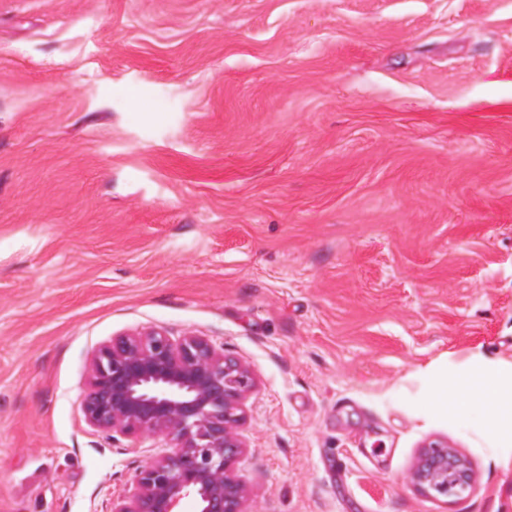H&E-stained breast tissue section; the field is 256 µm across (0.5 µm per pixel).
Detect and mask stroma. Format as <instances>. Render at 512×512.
<instances>
[{
  "mask_svg": "<svg viewBox=\"0 0 512 512\" xmlns=\"http://www.w3.org/2000/svg\"><path fill=\"white\" fill-rule=\"evenodd\" d=\"M147 328L253 376L246 512H512V433L418 375L512 365V0H0V512L165 450L81 410ZM432 410L437 413L448 412V375L441 373L430 381ZM411 481L431 496L462 497L472 491L467 463L442 443H432L410 474Z\"/></svg>",
  "mask_w": 512,
  "mask_h": 512,
  "instance_id": "1",
  "label": "stroma"
}]
</instances>
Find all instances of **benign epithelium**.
<instances>
[{
	"label": "benign epithelium",
	"mask_w": 512,
	"mask_h": 512,
	"mask_svg": "<svg viewBox=\"0 0 512 512\" xmlns=\"http://www.w3.org/2000/svg\"><path fill=\"white\" fill-rule=\"evenodd\" d=\"M254 386L248 369L202 336L174 340L151 329L100 346L82 401L88 424L171 441L112 512H179L190 494L198 512H244V488L234 475L243 452L236 429ZM410 479L431 496L458 498L473 488L467 463L442 443L428 446Z\"/></svg>",
	"instance_id": "benign-epithelium-1"
}]
</instances>
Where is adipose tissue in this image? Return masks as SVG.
<instances>
[{
	"label": "adipose tissue",
	"mask_w": 512,
	"mask_h": 512,
	"mask_svg": "<svg viewBox=\"0 0 512 512\" xmlns=\"http://www.w3.org/2000/svg\"><path fill=\"white\" fill-rule=\"evenodd\" d=\"M457 409L477 407L488 416L492 429L512 428V367L495 373H481L479 382L460 390Z\"/></svg>",
	"instance_id": "adipose-tissue-1"
}]
</instances>
